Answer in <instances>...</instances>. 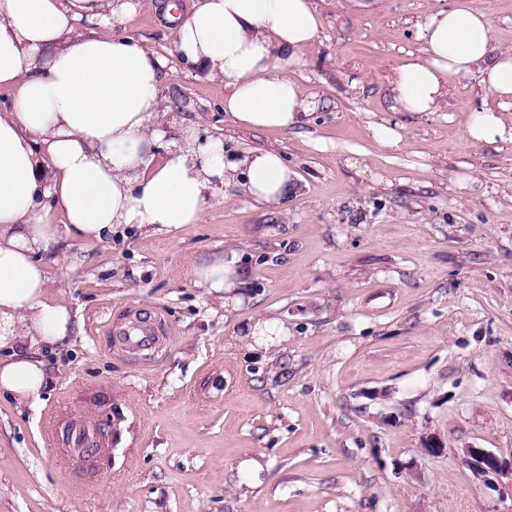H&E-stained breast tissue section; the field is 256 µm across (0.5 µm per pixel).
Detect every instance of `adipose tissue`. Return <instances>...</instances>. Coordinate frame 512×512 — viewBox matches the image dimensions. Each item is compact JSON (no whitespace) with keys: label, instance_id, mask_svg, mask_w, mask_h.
Masks as SVG:
<instances>
[{"label":"adipose tissue","instance_id":"obj_1","mask_svg":"<svg viewBox=\"0 0 512 512\" xmlns=\"http://www.w3.org/2000/svg\"><path fill=\"white\" fill-rule=\"evenodd\" d=\"M130 0H0V392L38 401L44 361L28 343L69 338L70 309L50 300L43 254L61 233L104 240L120 224L158 229L201 223L210 185L242 173L260 203L285 199L291 175L271 150L232 160L219 140L168 139L158 121L163 61L131 38L80 33L130 15ZM185 61L224 77V112L253 130H288L310 104L285 68L319 35L310 0H197L174 18ZM420 54L391 78L392 108L437 111L452 81L478 74L498 104L473 110L477 141L512 139V51L494 46L486 13L442 8L421 26ZM197 285L217 295L242 284L235 262L214 254L195 264Z\"/></svg>","mask_w":512,"mask_h":512}]
</instances>
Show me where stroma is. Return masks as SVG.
Returning <instances> with one entry per match:
<instances>
[{
	"mask_svg": "<svg viewBox=\"0 0 512 512\" xmlns=\"http://www.w3.org/2000/svg\"><path fill=\"white\" fill-rule=\"evenodd\" d=\"M132 2L120 31L165 61L169 137L277 151L292 186L260 204L213 185L203 222L172 232L61 234L47 277L75 332L39 401L0 395V512H512L462 460L512 456V140L470 137L495 103L475 74L436 112L392 109V72L451 0H312L320 35L287 73L313 107L285 131L235 124L225 79L177 53L168 0ZM467 2L512 51V0ZM219 252L245 273L227 301L189 275ZM129 306L168 331L144 358L114 334ZM255 323L282 332L250 352ZM72 421L108 447L79 457ZM431 434L446 454L422 452Z\"/></svg>",
	"mask_w": 512,
	"mask_h": 512,
	"instance_id": "35a3bbf8",
	"label": "stroma"
}]
</instances>
